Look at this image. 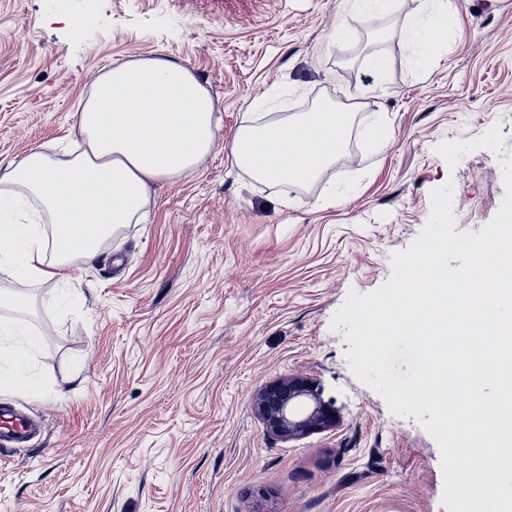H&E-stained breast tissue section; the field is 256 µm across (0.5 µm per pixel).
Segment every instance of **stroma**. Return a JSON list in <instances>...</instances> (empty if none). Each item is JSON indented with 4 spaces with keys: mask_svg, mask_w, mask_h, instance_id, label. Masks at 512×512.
<instances>
[{
    "mask_svg": "<svg viewBox=\"0 0 512 512\" xmlns=\"http://www.w3.org/2000/svg\"><path fill=\"white\" fill-rule=\"evenodd\" d=\"M84 23L74 36L70 17ZM434 19L421 69L408 31ZM352 28L339 40V23ZM385 56L384 76L365 62ZM188 67L221 128L192 171L152 185L139 224L91 264L30 286L42 396L0 392L40 420L0 450V512H447L437 442L359 381L331 320L391 276L453 182L456 231L479 232L512 157V0H0V173L79 137L106 69L145 56ZM349 105L347 155L283 190L240 168L247 124ZM391 136L366 144L377 124ZM499 125L448 168L434 148ZM296 375L337 423L269 434L254 398Z\"/></svg>",
    "mask_w": 512,
    "mask_h": 512,
    "instance_id": "1",
    "label": "stroma"
}]
</instances>
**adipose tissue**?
Listing matches in <instances>:
<instances>
[{"mask_svg": "<svg viewBox=\"0 0 512 512\" xmlns=\"http://www.w3.org/2000/svg\"><path fill=\"white\" fill-rule=\"evenodd\" d=\"M351 127L349 108H317L243 127L232 151L240 166L288 190L342 155ZM217 128L210 94L182 64L147 56L101 73L79 114L80 153L37 148L0 173V275L40 285L91 264L116 228L142 218L153 183L196 167ZM30 308L26 292L0 287L1 391L40 389L29 370L42 349Z\"/></svg>", "mask_w": 512, "mask_h": 512, "instance_id": "obj_1", "label": "adipose tissue"}]
</instances>
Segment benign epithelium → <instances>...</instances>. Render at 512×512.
Segmentation results:
<instances>
[{
    "label": "benign epithelium",
    "instance_id": "7a95c632",
    "mask_svg": "<svg viewBox=\"0 0 512 512\" xmlns=\"http://www.w3.org/2000/svg\"><path fill=\"white\" fill-rule=\"evenodd\" d=\"M254 410L267 432L284 440L336 424V413L322 400L318 385L299 376L266 385L255 397Z\"/></svg>",
    "mask_w": 512,
    "mask_h": 512
}]
</instances>
